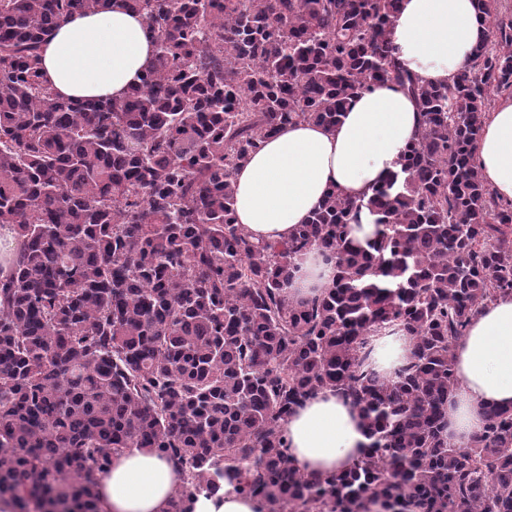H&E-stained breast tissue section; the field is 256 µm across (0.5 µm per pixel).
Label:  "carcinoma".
Wrapping results in <instances>:
<instances>
[{
  "mask_svg": "<svg viewBox=\"0 0 512 512\" xmlns=\"http://www.w3.org/2000/svg\"><path fill=\"white\" fill-rule=\"evenodd\" d=\"M102 0H0V501L99 512L97 474L127 448L181 466L169 512L238 492L268 512H512V407L448 438L453 343L512 297V202L475 161L512 96V9L477 0L471 62L434 85L390 36L400 0H126L156 61L119 100L72 101L42 81L43 36ZM390 81L417 137L371 194L330 190L286 241L236 223L233 174L296 121L333 127ZM376 215L359 243L349 224ZM316 247L336 281L293 301L292 260ZM399 324L396 377L369 336ZM336 388L368 452L334 475L294 469L292 411Z\"/></svg>",
  "mask_w": 512,
  "mask_h": 512,
  "instance_id": "carcinoma-1",
  "label": "carcinoma"
}]
</instances>
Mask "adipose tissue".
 Returning <instances> with one entry per match:
<instances>
[{
	"instance_id": "obj_1",
	"label": "adipose tissue",
	"mask_w": 512,
	"mask_h": 512,
	"mask_svg": "<svg viewBox=\"0 0 512 512\" xmlns=\"http://www.w3.org/2000/svg\"><path fill=\"white\" fill-rule=\"evenodd\" d=\"M481 37L476 0H401L391 40L402 65L424 81L448 82L466 67ZM43 79L61 98L125 97L150 68L156 46L145 19L124 0H104L48 32L41 44ZM414 101L392 82L377 83L354 99L335 128L291 123L264 140L233 178L237 221L257 242L282 241L306 223L329 188L351 199L369 195L419 131ZM483 180L512 202V100L491 112L477 144ZM286 293L305 300L336 279L333 262L315 250L298 256ZM371 363L394 377L413 342L398 326L370 338ZM457 388L448 401V432L460 444L479 432L482 410L512 405V297L483 307L453 345ZM288 457L306 475L352 466L369 440L359 409L339 391L307 399L284 425ZM100 512H168L183 484L172 461L130 448L113 455L99 473ZM193 512H267L264 500L232 484L214 497L198 496Z\"/></svg>"
}]
</instances>
